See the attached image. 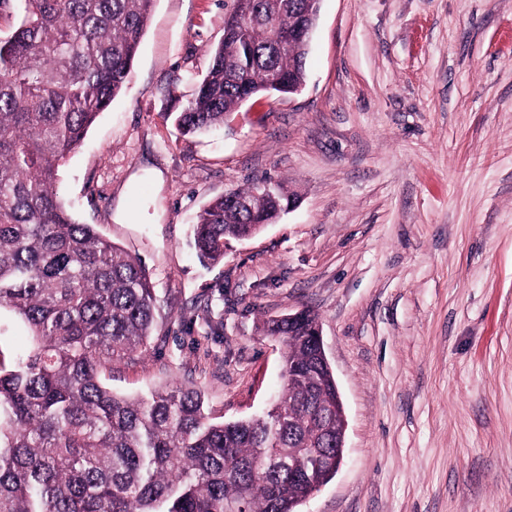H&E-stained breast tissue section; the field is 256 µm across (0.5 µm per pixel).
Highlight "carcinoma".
I'll return each mask as SVG.
<instances>
[{"instance_id":"carcinoma-1","label":"carcinoma","mask_w":512,"mask_h":512,"mask_svg":"<svg viewBox=\"0 0 512 512\" xmlns=\"http://www.w3.org/2000/svg\"><path fill=\"white\" fill-rule=\"evenodd\" d=\"M154 0H23L0 40V309L34 347L0 367V512H295L315 484L301 447L336 432V386L324 369L292 375L253 419L215 422L194 389L121 397L104 367L146 346L155 297L145 270L93 224L76 221L59 168L125 88ZM308 0H232L224 38L195 95L174 115L183 135L220 128L259 94L295 93L305 80ZM288 206L274 183L211 201L193 247L205 263L224 241L271 224ZM318 323L307 311L263 334L283 362L310 361Z\"/></svg>"}]
</instances>
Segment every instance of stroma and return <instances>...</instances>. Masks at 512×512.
Returning <instances> with one entry per match:
<instances>
[{
	"instance_id": "stroma-1",
	"label": "stroma",
	"mask_w": 512,
	"mask_h": 512,
	"mask_svg": "<svg viewBox=\"0 0 512 512\" xmlns=\"http://www.w3.org/2000/svg\"><path fill=\"white\" fill-rule=\"evenodd\" d=\"M230 5L155 0L124 93L60 169L77 221L154 289L148 350L103 382L261 414L285 376L260 326L306 307L347 431L301 512H512V0H320L301 93L181 135ZM264 179L296 206L200 263V210Z\"/></svg>"
}]
</instances>
